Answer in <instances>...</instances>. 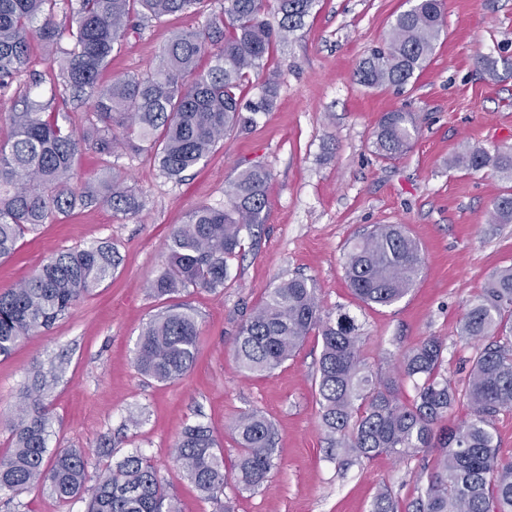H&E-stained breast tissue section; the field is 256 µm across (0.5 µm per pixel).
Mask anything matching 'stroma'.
I'll return each instance as SVG.
<instances>
[{
    "instance_id": "obj_1",
    "label": "stroma",
    "mask_w": 512,
    "mask_h": 512,
    "mask_svg": "<svg viewBox=\"0 0 512 512\" xmlns=\"http://www.w3.org/2000/svg\"><path fill=\"white\" fill-rule=\"evenodd\" d=\"M222 0L198 12L149 22L130 31L98 82L149 73L173 30L205 29ZM406 0H320L304 27L275 46L263 76L275 77L271 111L250 130L230 132L184 180L167 179L146 152L120 149L104 156L84 148L79 168L90 176L112 164L142 196L135 214L92 206L58 216L26 232L16 252L0 261V294L16 288L52 254L110 244L122 257L112 276L50 328L0 355V455L13 447L16 409L32 404L35 373L52 378L41 405L52 417L49 448H76L106 469L132 451L147 456L181 512H372L390 487L400 512L425 488L435 454L413 459L382 454L342 464L328 451L320 426L315 378L322 349L309 336L295 355L267 376H243L233 340L269 288L302 275L313 279L325 312L346 310L364 337L363 357L380 372H394L402 355L428 336L446 345L444 370L463 377L470 347L457 331L466 307L488 277L512 265V224H496V199L512 180L491 168L472 172L448 160L468 147H512V0H444V28L425 69L404 89H369L355 80L359 60L385 40ZM496 61L495 70L484 66ZM56 69L40 43L17 76L0 113L22 109L24 97L50 102L80 118L81 106L54 98ZM413 114L418 132L402 157L385 161L373 147L387 112ZM271 174L263 224L245 235L227 262L224 288H188L180 296L196 312L201 335L193 369L159 383L134 365L138 339L163 305L148 288L165 263L171 229L199 205L223 207L236 173L253 164ZM379 224H402L420 243L425 264L399 302L367 305L344 277L347 246ZM263 413L276 426L275 465L263 487L227 485L220 502L207 500L176 467L174 445L185 427L204 424L225 463L239 445L232 423L244 411ZM86 498L60 501L51 490L0 499V512H86Z\"/></svg>"
}]
</instances>
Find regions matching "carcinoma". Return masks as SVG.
<instances>
[{
    "instance_id": "obj_1",
    "label": "carcinoma",
    "mask_w": 512,
    "mask_h": 512,
    "mask_svg": "<svg viewBox=\"0 0 512 512\" xmlns=\"http://www.w3.org/2000/svg\"><path fill=\"white\" fill-rule=\"evenodd\" d=\"M205 0H67L72 41L61 46L53 19L56 0H0V96L27 64L31 41L50 51L61 95L88 105L83 123L47 111L48 104L24 100L8 113L9 139L0 145V258L11 256L25 232L77 207L105 204L134 214L141 203L124 177L111 171L82 177L77 163L84 144L101 155L112 149L153 153L162 173L179 180L206 160L224 135L270 111L278 85L268 77L253 99L240 91L265 67L273 46L303 28L319 0H224L221 12L201 31L176 30L145 76L98 83L128 31L149 22L196 12ZM280 15L278 29L266 19ZM444 26L443 0H415L391 25L385 46L360 60L357 81L368 88L405 89L423 71ZM413 117L400 110L380 118L376 153L385 160L411 148ZM451 167H491L512 179V147L490 153L466 149L448 159ZM270 172L254 165L230 182L224 207L199 206L172 229L165 244V269L150 282L172 301L145 326L135 352L138 371L158 382L183 377L193 366L200 328L192 308L175 302L181 291L224 287L227 259L244 235L262 223L268 208ZM497 224L512 223V193L493 205ZM118 266L112 247H76L56 253L7 295H0V354L49 327L74 309ZM424 267L419 242L402 224H379L346 253L344 275L355 297L391 306L404 298ZM321 336L315 384L321 426L332 449L345 460L386 453L409 459L431 449L438 456L413 512H512V462L499 459L493 424L512 410V266L490 275L470 301L459 338L473 349L467 377L456 383L443 374L445 343L428 336L404 354L397 373L415 381L411 399L399 397L396 378L370 370L362 357L363 336L354 317L324 313L316 284L292 277L268 290L242 324L234 356L246 374H270L311 334ZM464 405L457 426L443 421ZM50 413L34 405L12 422L14 448L0 455V497L48 486L62 501L81 494L89 460L76 449L48 452ZM241 453L233 470L208 427L190 425L175 445L174 459L206 498L218 500L228 482L243 490L261 488L274 467L276 428L256 411L233 423ZM87 512H180L150 460L135 451L116 469L95 475Z\"/></svg>"
}]
</instances>
